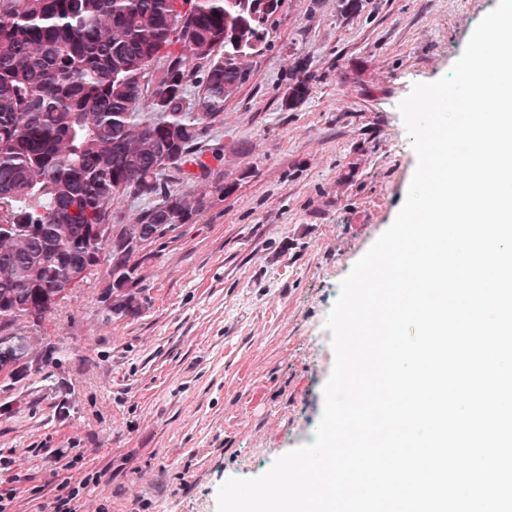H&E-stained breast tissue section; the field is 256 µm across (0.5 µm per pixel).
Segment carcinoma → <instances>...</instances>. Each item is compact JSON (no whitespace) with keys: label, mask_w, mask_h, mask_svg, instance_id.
Instances as JSON below:
<instances>
[{"label":"carcinoma","mask_w":512,"mask_h":512,"mask_svg":"<svg viewBox=\"0 0 512 512\" xmlns=\"http://www.w3.org/2000/svg\"><path fill=\"white\" fill-rule=\"evenodd\" d=\"M279 0H0V322L14 334L53 309L72 264L100 249L89 224H110L112 201L152 200L141 223H183L191 195L160 176L205 166L198 121H220L250 74L243 59L268 45ZM183 25H178L179 19ZM204 67L197 73L192 61ZM163 72L154 90L140 77ZM198 92L185 97L189 83ZM150 94L151 111H140ZM139 262L108 268L109 287L140 281Z\"/></svg>","instance_id":"carcinoma-1"}]
</instances>
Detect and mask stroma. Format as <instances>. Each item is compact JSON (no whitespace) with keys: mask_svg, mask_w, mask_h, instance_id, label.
Segmentation results:
<instances>
[{"mask_svg":"<svg viewBox=\"0 0 512 512\" xmlns=\"http://www.w3.org/2000/svg\"><path fill=\"white\" fill-rule=\"evenodd\" d=\"M498 0H280L250 78L200 122L208 164L166 190L203 204L141 260V308L107 282L33 332L54 362L0 377V498L54 512H217L230 478L312 443L339 285L393 223L417 157L398 109L447 75ZM303 98L286 102L294 79Z\"/></svg>","mask_w":512,"mask_h":512,"instance_id":"35a3bbf8","label":"stroma"}]
</instances>
